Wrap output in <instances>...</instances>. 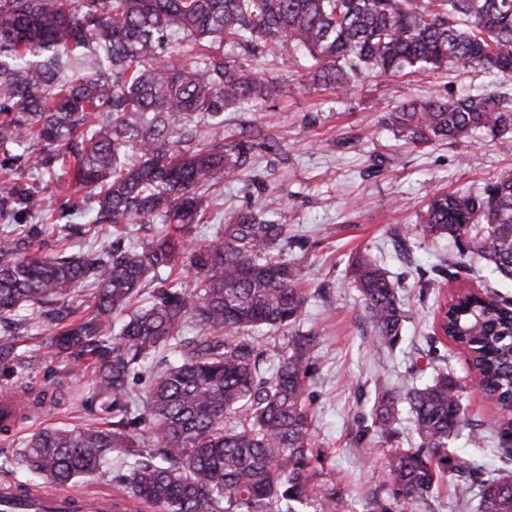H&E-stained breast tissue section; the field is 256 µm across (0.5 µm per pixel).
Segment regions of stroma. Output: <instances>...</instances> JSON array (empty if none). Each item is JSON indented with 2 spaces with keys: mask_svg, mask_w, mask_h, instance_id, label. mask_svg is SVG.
I'll use <instances>...</instances> for the list:
<instances>
[{
  "mask_svg": "<svg viewBox=\"0 0 512 512\" xmlns=\"http://www.w3.org/2000/svg\"><path fill=\"white\" fill-rule=\"evenodd\" d=\"M461 89L512 95V81L462 67L368 77L350 97L309 86L277 100L268 111L234 113L235 122L259 126L279 150L220 182L217 206L195 231L196 238L211 237L224 211L257 203L265 190L284 196L281 221L301 242L293 255L301 260L309 295L301 327L319 338L306 389L314 449L323 453L328 477L348 492L353 512H474L459 501L448 477L428 501L399 503L391 497L388 460L396 449L416 445L408 412H401L394 437L372 433L362 447H354L351 439L367 418L377 380L403 393L426 382L433 371H444L461 384L466 414L481 429L497 426L501 417L498 407L474 389L466 350L431 337L438 300L456 289L474 288L512 302V279L490 275L479 264L455 274L442 272L452 246L420 239L415 226L436 194L479 190L512 158L479 132L457 142L416 146L384 122L385 112L406 99ZM399 234L409 242V255L396 245ZM359 250L388 271L405 299L404 340L396 350L373 344L362 297L347 272L351 254ZM31 334V360L0 362V387H8L15 398L48 390L58 401L17 423L10 434H0V487L23 479L15 461L22 440L36 429L71 428L99 417L71 400L75 388L89 389L91 365L71 374L67 358L42 347L45 330L36 325ZM5 460L10 463L6 469L1 466Z\"/></svg>",
  "mask_w": 512,
  "mask_h": 512,
  "instance_id": "35a3bbf8",
  "label": "stroma"
}]
</instances>
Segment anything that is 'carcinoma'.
<instances>
[{
	"mask_svg": "<svg viewBox=\"0 0 512 512\" xmlns=\"http://www.w3.org/2000/svg\"><path fill=\"white\" fill-rule=\"evenodd\" d=\"M237 50L224 55V45ZM291 49L308 72L285 80L253 66ZM458 66L512 77V0H0V222L22 225L41 211L40 192L19 172L70 176L68 212L47 215L54 249L0 233V355L18 360L31 319L50 348L93 365L90 390L112 415L73 429L32 433L17 465L45 483L92 477L123 458L117 474L131 498L154 512H351L314 453L306 409L319 340L300 330L307 296L300 246L277 221L284 197L269 193L225 214L212 238L193 230L216 203L221 180L277 143L245 124L224 132V113L268 104L309 84L356 92V78L435 73ZM414 145L487 133L512 154V103L489 94L411 98L385 114ZM79 215L82 234L119 224L166 230L122 237L73 253L58 220ZM457 248L452 265L476 258L512 278V167L476 192L433 197L417 225ZM194 287L169 283L172 272ZM376 345L403 340L406 311L388 272L361 252L347 268ZM155 278L151 305L137 308ZM445 337L478 350L476 384L500 401L497 448L512 444V305L488 292L446 302ZM127 317L118 325L114 319ZM278 332L275 365L263 367L255 330ZM155 361L142 399L129 380ZM412 415L415 448L389 461L392 498L427 499L453 475L476 512H512V480L483 476L456 445L466 418L456 380L441 372L399 396L377 382L371 426L394 433L400 402ZM35 483L0 493L34 500Z\"/></svg>",
	"mask_w": 512,
	"mask_h": 512,
	"instance_id": "1",
	"label": "carcinoma"
}]
</instances>
